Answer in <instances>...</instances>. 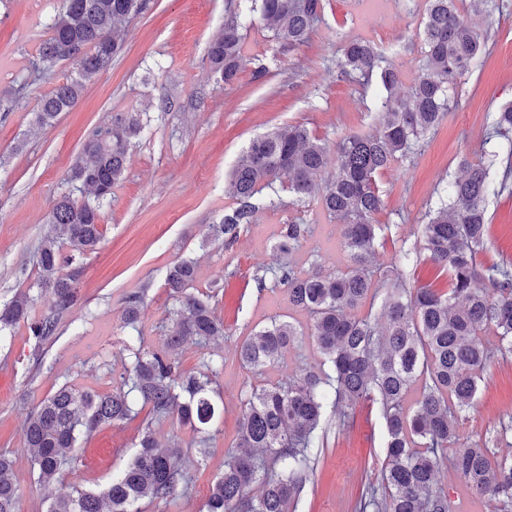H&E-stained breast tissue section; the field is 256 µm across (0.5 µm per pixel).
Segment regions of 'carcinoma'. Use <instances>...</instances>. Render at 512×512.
<instances>
[{
    "mask_svg": "<svg viewBox=\"0 0 512 512\" xmlns=\"http://www.w3.org/2000/svg\"><path fill=\"white\" fill-rule=\"evenodd\" d=\"M248 2V10L288 50L307 41L322 10V0ZM149 3L58 0L50 36L33 66L51 77L59 61L70 60L74 72L56 80L41 98L39 125L48 126L69 111L85 84L112 65L125 42V23ZM227 7L224 31L209 44L207 55L230 83L243 66L244 34L233 0H227ZM420 36L423 58L404 94L397 93L399 74L385 64L373 42L356 39L343 48L336 64L340 76L375 79L386 92L378 132L336 142V171L320 196L322 209L343 226L345 263L327 272L291 266L280 276L291 305L309 318L322 362L286 381L245 392L237 446L211 484L205 512H296L313 476V449L324 446L327 438V408L343 422L364 403L377 407L384 421L386 456L376 480L364 486L355 512H449L448 489L438 479L447 468L483 498L487 512H512V458L498 456L488 440L460 443V421L474 406L485 371L495 357H512V261L487 267L478 262L487 243L489 201L512 192L511 167L499 180L490 177L502 161L512 160V104L497 112L486 139L492 146L480 161H461L464 175L443 190L439 206L429 213L421 247L401 251L408 266L427 260L445 268L448 292L410 288L400 265L373 263L390 230L375 221L383 208L378 175L413 152L438 125L457 95L458 82L485 49V39L457 0H428ZM141 128L139 114L113 112L86 141V159H77L70 170L80 198L65 196L55 205L38 252L37 294L21 291L0 308V334L25 321L42 344L54 337L63 315L77 304V271L62 273L73 258L62 255L61 244L82 254L97 249L100 206L122 179L129 145ZM328 151L323 140L299 124H283L253 138L228 185L237 206L215 225V236L235 239L240 225L253 221V198L265 189L278 193L276 182L283 175L297 200L314 194ZM305 232L302 224L285 225L274 250L292 253ZM196 274L191 260L169 267L164 286L174 307L163 348L149 350L141 337H128L127 358L112 392L65 383L29 410L24 448L38 481L75 473L71 453L79 439L102 425L134 419L138 404L157 421L189 426L198 453L207 455L211 431L224 415L219 383L224 361L209 358L197 370L184 372L178 351L189 338L203 343L224 339V321L212 304L216 290L188 291ZM143 296L139 292L127 298L126 324L137 321ZM41 299L47 312L33 318L32 309ZM489 330L493 343L484 338ZM303 336L299 324L272 318L239 345L240 364L262 373L281 363ZM191 482L180 444L160 445L147 426L139 451L104 492L75 485L72 493L53 499L46 512H141L144 501L167 508L189 492ZM19 497L13 459L0 453V512H18Z\"/></svg>",
    "mask_w": 512,
    "mask_h": 512,
    "instance_id": "obj_1",
    "label": "carcinoma"
}]
</instances>
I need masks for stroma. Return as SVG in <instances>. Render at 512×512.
Instances as JSON below:
<instances>
[{"label": "stroma", "mask_w": 512, "mask_h": 512, "mask_svg": "<svg viewBox=\"0 0 512 512\" xmlns=\"http://www.w3.org/2000/svg\"><path fill=\"white\" fill-rule=\"evenodd\" d=\"M502 2V11L472 18L488 53L462 78L456 105L418 150L378 178L384 206L375 220L390 227L378 262L390 263L418 246L428 213L437 206V186L460 176L461 157L480 159L499 108L512 103V0ZM55 5L56 0H0L1 303L37 281V249L55 204L72 191L69 169L92 132L113 112L139 113L145 128L132 140L125 176L101 210L98 249L75 256L79 303L50 341L36 343L22 322L0 344V370L10 374L0 388V453L14 459L20 512H45L50 499L68 493L75 482L93 491L106 486L137 452L147 411L98 428L81 446L75 476L48 484L37 483L23 449L26 412L66 383L112 391L128 337L139 335L149 348H162L172 308L166 272L192 259L194 288L219 289L215 312L224 322V338L206 346L186 341L180 365L190 371L203 358L223 359L224 420L205 456L195 454L189 427L154 423L160 443L175 437L193 452L194 483L169 510L152 504L145 512H202L213 478L237 443L242 389L284 379L321 360L307 338L273 369L252 374L241 367L237 349L255 325L274 316L308 322L289 304L275 273L291 260L311 258L321 270L344 261L340 225L317 198L299 202L286 191L256 195L253 221L242 225L234 242L215 238L214 225L235 205L226 191L230 172L249 141L277 125H304L331 147L351 135L376 133L379 88L338 77L336 61L347 42L368 39L403 86H410L422 58L418 33L427 0H384L374 8L361 0H324L309 40L292 51L283 50L257 16L242 15L245 62L230 84L207 56L224 27L226 0H151L146 12L128 22L125 46L111 68L86 85L71 110L42 128L35 112L53 82L34 72L32 62L49 36L46 23ZM488 218L491 241L479 257L484 265L512 258V194L491 199ZM291 222L305 225L306 232L286 257L274 252L268 229ZM134 292L143 293L144 303L139 320L128 326L122 314ZM486 379L463 422L461 440L467 444L512 413V358L492 364ZM384 443L377 411L359 407L352 423L329 432L324 447L316 449L317 468L298 512H352L384 457Z\"/></svg>", "instance_id": "35a3bbf8"}]
</instances>
